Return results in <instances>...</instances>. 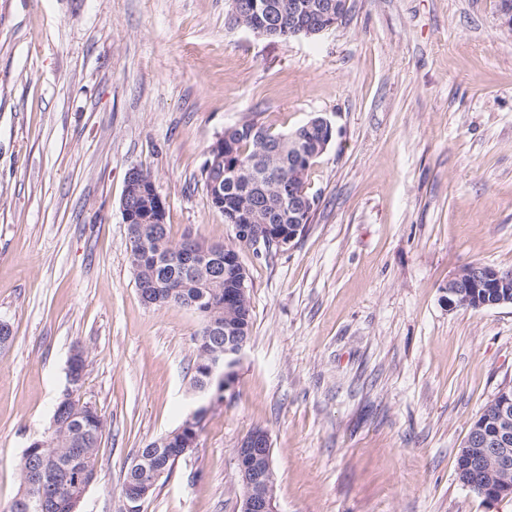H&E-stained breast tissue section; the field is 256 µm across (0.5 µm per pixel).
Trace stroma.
<instances>
[{
  "instance_id": "stroma-1",
  "label": "stroma",
  "mask_w": 512,
  "mask_h": 512,
  "mask_svg": "<svg viewBox=\"0 0 512 512\" xmlns=\"http://www.w3.org/2000/svg\"><path fill=\"white\" fill-rule=\"evenodd\" d=\"M288 41L229 0H0V512L82 348L105 421L81 512H128L137 449L205 413L140 512H237L235 448L270 436L278 512H512L457 457L512 386V304L449 309L448 280L512 269V28L498 0H349ZM334 138L284 250L240 251L252 337L223 395L191 386L200 317L142 302L121 199L151 174L172 242H234L201 178L213 142L314 117Z\"/></svg>"
}]
</instances>
